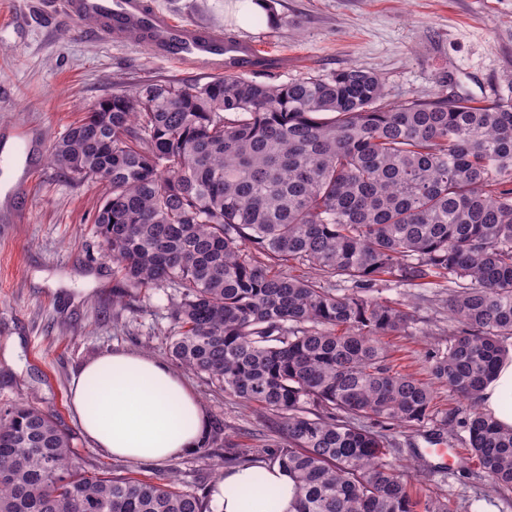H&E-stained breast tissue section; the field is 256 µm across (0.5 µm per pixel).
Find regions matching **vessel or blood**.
<instances>
[{"label":"vessel or blood","instance_id":"vessel-or-blood-1","mask_svg":"<svg viewBox=\"0 0 512 512\" xmlns=\"http://www.w3.org/2000/svg\"><path fill=\"white\" fill-rule=\"evenodd\" d=\"M36 2L51 15L93 20L92 34L100 42L144 47L158 58L195 71L220 73L228 67L248 73L264 63L274 71L284 65L282 58L264 54L255 43L224 36L200 23L175 21L152 0Z\"/></svg>","mask_w":512,"mask_h":512}]
</instances>
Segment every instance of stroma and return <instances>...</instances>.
Returning a JSON list of instances; mask_svg holds the SVG:
<instances>
[{
    "label": "stroma",
    "mask_w": 512,
    "mask_h": 512,
    "mask_svg": "<svg viewBox=\"0 0 512 512\" xmlns=\"http://www.w3.org/2000/svg\"><path fill=\"white\" fill-rule=\"evenodd\" d=\"M180 21L295 55L276 83L357 66L379 74L389 100L458 95L480 99L512 88V0H273L274 18L239 27L228 0H154ZM90 20H47L25 0H0V132L33 133L28 159L0 162L31 172V205L23 218L0 211V409L17 404L54 411L89 472L140 479L177 472L183 485L216 484L229 465L220 448L156 463L103 455L85 438L71 411V381L88 361L122 349L168 360L179 298L164 286L125 285L105 260L95 217L101 180L79 179L54 163L55 144L92 106L148 81L202 84L208 77L143 48L108 46L90 37ZM370 296L410 303L407 329L390 336L399 369L427 376L448 347L447 284L374 282ZM207 415L223 417L235 440L251 448L276 438L275 416L242 406L204 377L187 374ZM468 401L438 388L430 416L389 435L392 456L410 468L414 498L450 503L454 512H512V492L485 493L463 427ZM458 451L443 469L431 441Z\"/></svg>",
    "instance_id": "1"
}]
</instances>
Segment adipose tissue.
I'll return each mask as SVG.
<instances>
[{"mask_svg":"<svg viewBox=\"0 0 512 512\" xmlns=\"http://www.w3.org/2000/svg\"><path fill=\"white\" fill-rule=\"evenodd\" d=\"M481 402L512 428V360L500 364ZM74 417L103 454L164 462L201 445L207 416L183 377L145 355L115 350L86 363L71 383ZM295 482L279 464L225 471L212 512H293Z\"/></svg>","mask_w":512,"mask_h":512,"instance_id":"adipose-tissue-1","label":"adipose tissue"}]
</instances>
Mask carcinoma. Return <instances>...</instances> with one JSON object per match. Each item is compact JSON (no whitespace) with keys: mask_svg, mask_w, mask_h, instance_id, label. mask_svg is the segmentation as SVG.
Here are the masks:
<instances>
[{"mask_svg":"<svg viewBox=\"0 0 512 512\" xmlns=\"http://www.w3.org/2000/svg\"><path fill=\"white\" fill-rule=\"evenodd\" d=\"M53 160L107 175L103 257L137 287L180 294L170 356L272 412L285 435L242 448L215 416L202 447L282 465L295 512H451L410 495L386 434L428 418L437 383L473 407L485 486L512 490V429L478 410L512 357V97L392 102L360 67L279 84L232 72L152 81L94 105ZM383 277L457 285L448 349L427 379L391 362L386 337L410 312L366 295ZM0 512L210 509L172 473L86 471L56 415L21 404L0 410Z\"/></svg>","mask_w":512,"mask_h":512,"instance_id":"cac0c4a2","label":"carcinoma"}]
</instances>
